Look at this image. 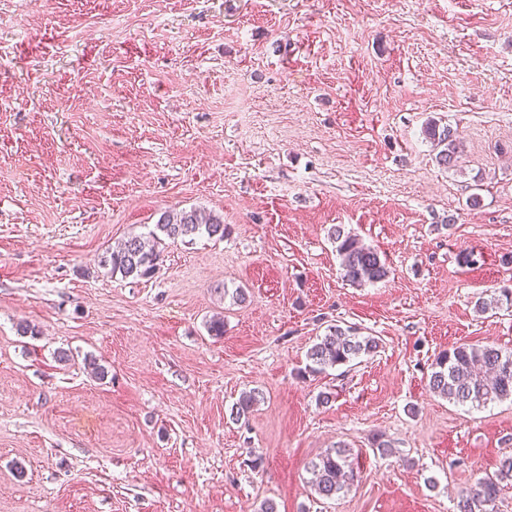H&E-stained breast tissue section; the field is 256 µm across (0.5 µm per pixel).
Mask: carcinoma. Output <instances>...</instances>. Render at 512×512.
<instances>
[{
	"mask_svg": "<svg viewBox=\"0 0 512 512\" xmlns=\"http://www.w3.org/2000/svg\"><path fill=\"white\" fill-rule=\"evenodd\" d=\"M424 135L439 148L436 155L438 164L445 168L455 166L462 149L457 130L450 125L441 127L430 121L424 127ZM155 228L156 231L147 237L129 236L120 248L106 252L100 259V265L109 268L111 275L119 274L124 279L150 278L161 261L158 250L161 237L175 241L204 232L222 239L226 232L221 220L195 208L167 213ZM331 239L336 244L343 278L347 281L362 285L388 277L389 269L380 254L358 238L337 227L332 230ZM504 301L512 305V289L500 290V295L478 302L477 307L485 313L500 308ZM380 347V339L376 336H364L353 326L330 324L324 335L308 350L305 371L322 373L328 368L347 365L374 354ZM508 363L512 364V351L493 345H460L437 356L429 387L437 395L460 405L479 406L495 400H512V367L505 368ZM255 401L256 392L243 393L232 408L235 419L251 413ZM310 470L315 476L312 489L323 499L347 493L358 479L352 449L341 442L311 461ZM507 481H512V454L500 460L494 473L476 479L474 487L459 497L457 512H495L503 483Z\"/></svg>",
	"mask_w": 512,
	"mask_h": 512,
	"instance_id": "1",
	"label": "carcinoma"
}]
</instances>
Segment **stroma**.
Segmentation results:
<instances>
[{"label":"stroma","mask_w":512,"mask_h":512,"mask_svg":"<svg viewBox=\"0 0 512 512\" xmlns=\"http://www.w3.org/2000/svg\"><path fill=\"white\" fill-rule=\"evenodd\" d=\"M191 208L223 239L164 241L148 279L101 267ZM337 226L389 277L346 281ZM504 288L512 0H0V512H452L512 453V402L429 376L512 350V308L477 310ZM331 323L380 351L304 375ZM340 441L360 480L323 499L307 468ZM423 133L434 146L441 148L436 155L438 164L445 168L455 166L462 149L457 130L449 125L440 127L435 121H429ZM511 364L509 370L505 365ZM429 387L449 402L480 406L512 400V351L494 345H460L439 354Z\"/></svg>","instance_id":"obj_1"}]
</instances>
